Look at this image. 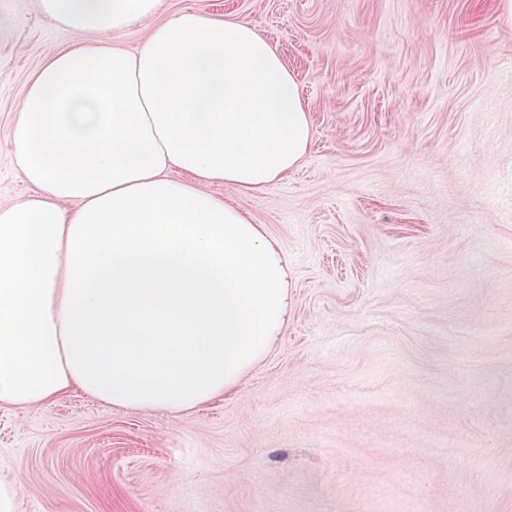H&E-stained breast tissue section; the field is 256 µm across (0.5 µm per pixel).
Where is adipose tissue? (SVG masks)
Listing matches in <instances>:
<instances>
[{"label": "adipose tissue", "instance_id": "adipose-tissue-1", "mask_svg": "<svg viewBox=\"0 0 512 512\" xmlns=\"http://www.w3.org/2000/svg\"><path fill=\"white\" fill-rule=\"evenodd\" d=\"M159 2L39 0L79 42L34 72L7 143L36 192L0 207V405L190 411L288 326L277 242L208 187L299 164V87L250 24L182 12L138 52L110 41Z\"/></svg>", "mask_w": 512, "mask_h": 512}]
</instances>
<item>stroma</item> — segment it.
Segmentation results:
<instances>
[{
	"mask_svg": "<svg viewBox=\"0 0 512 512\" xmlns=\"http://www.w3.org/2000/svg\"><path fill=\"white\" fill-rule=\"evenodd\" d=\"M254 25L314 136L265 191L210 185L280 243L288 328L241 388L184 413L72 393L0 407L18 512H512V25L496 0H161ZM75 36L0 0L6 143Z\"/></svg>",
	"mask_w": 512,
	"mask_h": 512,
	"instance_id": "stroma-1",
	"label": "stroma"
}]
</instances>
